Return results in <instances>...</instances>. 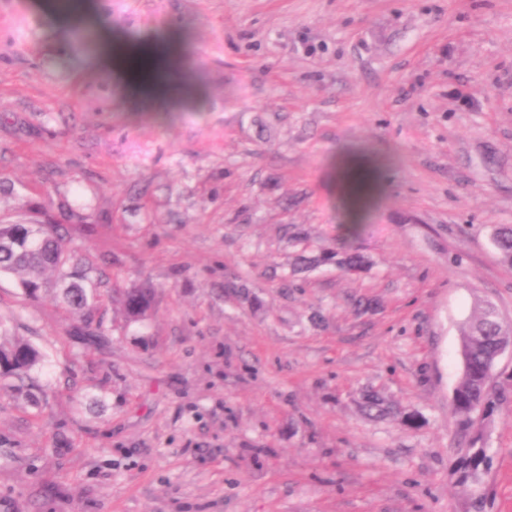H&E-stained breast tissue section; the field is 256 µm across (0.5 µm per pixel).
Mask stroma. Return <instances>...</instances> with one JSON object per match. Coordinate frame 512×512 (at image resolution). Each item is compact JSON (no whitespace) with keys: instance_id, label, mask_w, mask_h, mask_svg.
<instances>
[{"instance_id":"35a3bbf8","label":"stroma","mask_w":512,"mask_h":512,"mask_svg":"<svg viewBox=\"0 0 512 512\" xmlns=\"http://www.w3.org/2000/svg\"><path fill=\"white\" fill-rule=\"evenodd\" d=\"M86 6L64 40L43 0H0V215L56 216L104 277L106 336L0 276V318L46 355L42 412L0 382V512H512V347L473 494L451 407L459 323L480 300L512 323L490 243L512 224V0ZM112 36L173 41L183 99L133 97ZM351 159L378 177L355 217ZM352 222L368 270L294 271ZM146 277L156 308L127 323L112 292ZM368 388L419 424L367 418Z\"/></svg>"}]
</instances>
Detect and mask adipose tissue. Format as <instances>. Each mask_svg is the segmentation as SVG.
<instances>
[{
	"mask_svg": "<svg viewBox=\"0 0 512 512\" xmlns=\"http://www.w3.org/2000/svg\"><path fill=\"white\" fill-rule=\"evenodd\" d=\"M110 71L129 81L143 101L164 106L177 96L181 63L174 49L156 44L114 40L108 55ZM342 191L351 210H358L376 187L375 173L358 163L348 164L340 174Z\"/></svg>",
	"mask_w": 512,
	"mask_h": 512,
	"instance_id": "obj_1",
	"label": "adipose tissue"
}]
</instances>
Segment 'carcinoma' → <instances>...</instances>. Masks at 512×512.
Returning a JSON list of instances; mask_svg holds the SVG:
<instances>
[{"mask_svg":"<svg viewBox=\"0 0 512 512\" xmlns=\"http://www.w3.org/2000/svg\"><path fill=\"white\" fill-rule=\"evenodd\" d=\"M30 221L33 234L25 240L18 238L17 222L0 221V275L18 276L23 295L29 299L37 297L44 281L52 276L63 284L61 302L69 310L88 308L97 299V288L87 284L86 275L80 270L81 260L74 251L67 249L58 225L45 214L32 217ZM359 228L358 224L346 225L347 237L339 250L314 258L301 256L297 267L334 263L346 271L365 270L369 261L353 245ZM492 242L501 261L511 267L512 224L498 225ZM155 298L156 289L148 282L125 289L122 305L126 317L132 322L144 320ZM460 342L463 368L453 389L452 406L458 416L457 434L462 443L455 471L458 484L466 486L490 460L476 423L491 416L497 406L498 399L491 395L489 387L497 357L512 345V330L503 325L493 305L483 303L461 324ZM44 359L45 354L32 343L9 336L6 322L0 320V360L5 362L4 368H0V377L16 380V395L34 408L41 405V399L40 388L31 371ZM362 407L373 418L391 416L410 425L417 423L414 413L386 402L372 391L364 395Z\"/></svg>","mask_w":512,"mask_h":512,"instance_id":"obj_1","label":"carcinoma"}]
</instances>
